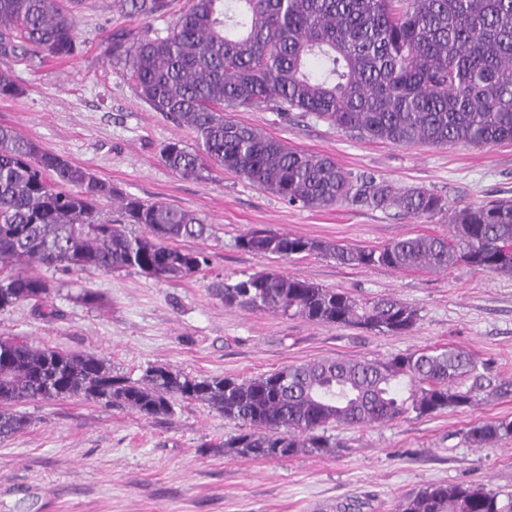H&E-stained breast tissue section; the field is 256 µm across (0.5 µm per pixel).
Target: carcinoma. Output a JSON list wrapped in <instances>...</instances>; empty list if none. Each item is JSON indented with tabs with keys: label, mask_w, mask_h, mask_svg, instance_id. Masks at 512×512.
<instances>
[{
	"label": "carcinoma",
	"mask_w": 512,
	"mask_h": 512,
	"mask_svg": "<svg viewBox=\"0 0 512 512\" xmlns=\"http://www.w3.org/2000/svg\"><path fill=\"white\" fill-rule=\"evenodd\" d=\"M130 13H165L169 0H126ZM82 0H0V54L70 58L78 52ZM105 53L128 68L138 96L196 133L197 149L168 143L162 160L186 179L225 168L290 206L344 203L433 216L448 202L424 188L403 192L372 176L354 177L327 156L299 151L233 120L266 106L286 118L313 115L353 136L398 146L512 143V0H188L166 36L116 32ZM20 88L0 71V98ZM119 198L116 220L101 202ZM447 236L417 235L375 248L266 229L239 238L250 253L291 258L324 254L357 268L445 271L463 261L512 273V199L452 209ZM128 224H139L135 235ZM193 213L123 196L112 183L34 140L0 126V310H45L52 285L35 273L136 270L177 281L200 273L206 256L178 246L206 236ZM224 306L298 316L313 323L403 335L417 310L394 297L361 300L306 279L269 271L224 284ZM475 370L455 348L420 349L388 359H321L239 380L191 377L164 365L137 379L112 372L92 353L0 338V439L30 428L18 406L67 398L111 405L145 420L173 414L177 401L206 405L240 426L224 454L286 459L332 447L328 430L431 416L470 406ZM512 436V420L466 431L473 448ZM398 512H502L498 494L472 484H431Z\"/></svg>",
	"instance_id": "carcinoma-1"
}]
</instances>
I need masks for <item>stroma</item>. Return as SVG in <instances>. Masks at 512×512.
Instances as JSON below:
<instances>
[{"label":"stroma","mask_w":512,"mask_h":512,"mask_svg":"<svg viewBox=\"0 0 512 512\" xmlns=\"http://www.w3.org/2000/svg\"><path fill=\"white\" fill-rule=\"evenodd\" d=\"M185 4L172 0L167 14L145 20L118 0H83L74 57L0 55V71L21 88L19 96L0 99V125L120 194L198 214L210 230L186 246L204 252L207 267L180 281L134 270L64 276L42 267L39 275L56 284L49 299L55 316L43 319L24 303L0 311V334L94 353L133 378L147 366L167 365L192 376L249 379L318 359L452 347L472 357L479 400L430 417L337 429L336 447L280 460L224 454L221 444L237 423L193 401L156 421L80 398L28 403L31 427L0 442V512H396L404 497L430 484L462 482L512 503V437L491 448L465 440L476 423L512 420V392H495L512 382V275L464 263L436 273L352 268L320 254L286 259L241 250L239 237L253 228L379 247L445 235L449 216L412 218L346 204L297 208L227 170L202 181L172 171L161 158L164 146L179 140L195 147L194 133L145 104L127 69L103 49L122 30L166 35ZM233 118L398 191L425 188L452 206L512 199V144L400 147L349 136L312 116L284 120L263 107ZM269 270L363 299L396 297L417 309L418 321L412 332L391 336L225 306V282ZM86 289L100 295L102 307L78 301Z\"/></svg>","instance_id":"obj_1"}]
</instances>
